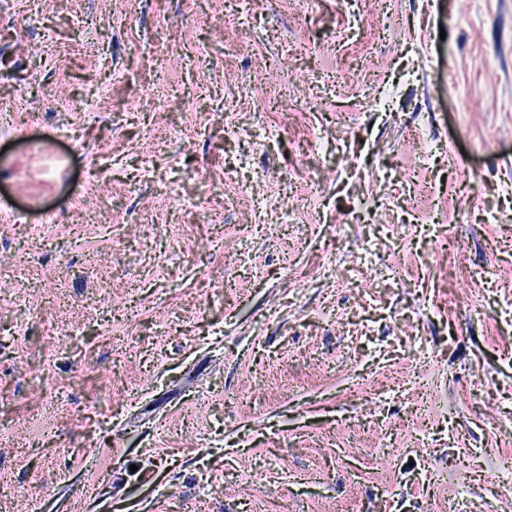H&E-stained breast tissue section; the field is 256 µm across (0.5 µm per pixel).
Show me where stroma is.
<instances>
[{"mask_svg": "<svg viewBox=\"0 0 512 512\" xmlns=\"http://www.w3.org/2000/svg\"><path fill=\"white\" fill-rule=\"evenodd\" d=\"M0 201V512H512V0H0Z\"/></svg>", "mask_w": 512, "mask_h": 512, "instance_id": "obj_1", "label": "stroma"}]
</instances>
